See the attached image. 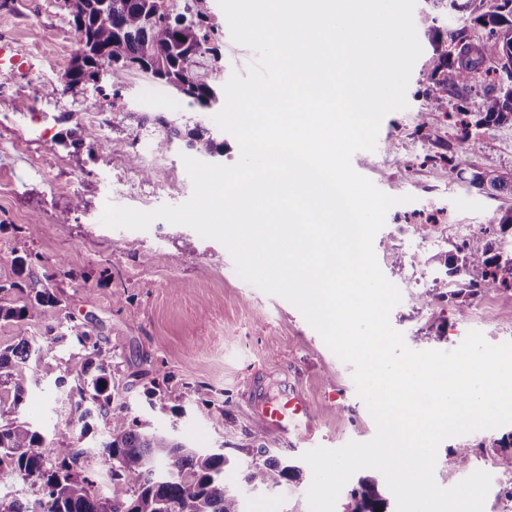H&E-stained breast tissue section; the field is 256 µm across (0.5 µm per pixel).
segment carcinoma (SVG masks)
Instances as JSON below:
<instances>
[{
  "label": "carcinoma",
  "mask_w": 512,
  "mask_h": 512,
  "mask_svg": "<svg viewBox=\"0 0 512 512\" xmlns=\"http://www.w3.org/2000/svg\"><path fill=\"white\" fill-rule=\"evenodd\" d=\"M484 0H426L430 12L425 21L432 34L435 56L427 82L440 87L431 98V110L448 111V98L462 99L472 90L474 75L485 59L495 60L501 71L512 73V0H491L474 21L488 32L477 46V55L465 58L455 52V43L443 46L437 23L439 16L464 13L474 2ZM63 7L77 35L79 48L64 75L67 89L83 87L95 79L98 69H135L175 89L200 112L219 102L224 77L221 49L216 39L211 0H187L178 8L174 0H63ZM475 126L512 124V88L493 84L484 92L482 112ZM88 147L118 151L120 140L102 141L93 128L82 129ZM188 146L212 155L223 145L205 130L190 132ZM470 186L478 190L512 194V170L487 173L473 171ZM41 258L25 253L13 258L18 279L0 284V295L14 292L17 301L0 303V322L13 328L12 343L0 346V473H8L35 487L39 498L13 500L8 512H239L237 500L224 486V468L234 461L222 452L189 447L167 432L147 431L132 416L129 406L114 401L112 353L83 322L63 314L48 333L61 331L69 338L80 359V372L69 387L75 399L69 419L51 434L20 419L32 375L31 361L43 357V347L29 335V321L39 311L62 314V300L52 281L55 272L67 270L66 258L39 272ZM446 274L452 288L422 294L426 306L437 297L456 300V314L463 319L471 299L495 291L512 289V250L504 252L481 236H473L455 248L446 259ZM98 419L103 426L102 447L112 483L120 494L101 497L95 491L94 457L78 442ZM502 449L499 464L512 472V432L492 441ZM250 459L240 463L241 482L248 486L276 487L296 476L253 435ZM352 512H388V503L378 483L360 480L350 491Z\"/></svg>",
  "instance_id": "carcinoma-1"
}]
</instances>
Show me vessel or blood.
Returning a JSON list of instances; mask_svg holds the SVG:
<instances>
[{"instance_id": "vessel-or-blood-1", "label": "vessel or blood", "mask_w": 512, "mask_h": 512, "mask_svg": "<svg viewBox=\"0 0 512 512\" xmlns=\"http://www.w3.org/2000/svg\"><path fill=\"white\" fill-rule=\"evenodd\" d=\"M249 406L255 411L264 428L274 436L287 437L291 430L297 429L298 419L307 415V403L300 394L271 400L266 391L263 375L252 373L245 392Z\"/></svg>"}]
</instances>
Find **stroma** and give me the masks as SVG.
Wrapping results in <instances>:
<instances>
[{
	"mask_svg": "<svg viewBox=\"0 0 512 512\" xmlns=\"http://www.w3.org/2000/svg\"><path fill=\"white\" fill-rule=\"evenodd\" d=\"M426 9L425 0H416L414 22L423 52L411 73L407 108L383 118L374 150L352 157L357 173L397 200L373 240L381 271L402 296L389 321L414 350H453L471 330L495 345L512 342V290L476 299L464 320L453 301L428 308L420 303L426 289L446 284L445 254L512 209V195L491 197L465 181L474 169H512V124L483 130L475 153L455 156L450 164L443 159L453 130L446 113L427 110L432 93L424 76L434 51ZM77 49L60 0H0V57L9 61V90L0 94V115L13 116L12 125L0 130V282L15 279V255L32 252L46 263L66 255L76 277L57 278L55 290L67 314L87 323L111 349L116 399L148 430L244 459L260 426L239 392L260 369L271 383L287 378L305 393L319 446L370 440L376 425L357 394L351 366L294 306L243 280L221 243L163 220L144 231L102 224L109 203L151 211L190 198L192 182L182 162L191 152L189 131L202 129L223 142L218 161L224 165L238 160L239 146L217 127L212 112L196 111L142 73L120 70L102 87L82 94L43 96L44 87L58 84ZM91 100L112 112L101 138L122 140V152L80 146ZM423 111L429 118L421 128L417 117ZM159 115L176 134L162 156L145 166L136 149L163 137L154 122ZM32 154L39 155L38 166H30ZM452 166L458 171L453 178ZM77 196L86 206L73 213L69 207ZM65 211L69 223L46 233ZM70 354L65 344L51 345L37 368L41 382L23 419L49 430L63 425L67 397L55 390L53 380L73 369ZM162 376L166 384L154 390L153 378ZM497 435L494 429L464 435V442L477 448L465 468L455 465L448 442H441L434 477L449 488L473 471H486L492 480L484 512H512V502L501 494L512 473L499 467V451L491 446ZM264 443L299 474L265 488L244 485L236 469H226L224 484L236 495L239 512H309L312 473L301 459L308 443L269 434Z\"/></svg>",
	"mask_w": 512,
	"mask_h": 512,
	"instance_id": "35a3bbf8",
	"label": "stroma"
}]
</instances>
